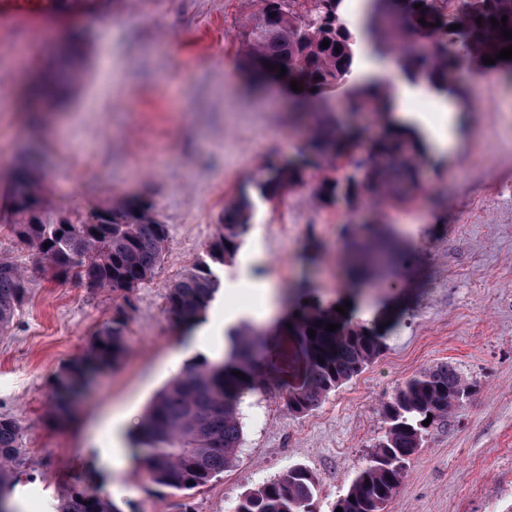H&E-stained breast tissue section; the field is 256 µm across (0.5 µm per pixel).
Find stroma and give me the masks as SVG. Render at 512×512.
Segmentation results:
<instances>
[{"label":"stroma","mask_w":512,"mask_h":512,"mask_svg":"<svg viewBox=\"0 0 512 512\" xmlns=\"http://www.w3.org/2000/svg\"><path fill=\"white\" fill-rule=\"evenodd\" d=\"M261 0H0V253L28 277V296L0 337V415L24 421L19 512H55L85 479L103 484L122 512H235L241 495L292 467L318 482L314 512H331L386 430L382 407L414 374L443 364L472 384L463 406L433 423L385 512H512V75L477 80L454 70L466 104L446 115L436 93L408 83L413 111L449 126L452 155L427 148L419 187L379 206L344 191L355 165L323 168L336 195L315 179L274 198L262 169L296 158L307 134L288 85L251 88L240 34ZM79 30L80 44L69 34ZM68 63L74 80L36 99L29 83L52 82ZM24 171L45 220L79 222L92 210L147 205L168 227L154 276L128 297L34 268L11 234L20 217L7 196ZM250 199L236 257L217 267L221 287L201 322L251 308V288L273 284L269 377L292 378L298 342L276 335L299 288L323 306L351 304L356 322L396 318L367 369L311 413L288 411L277 389L245 394L243 444L235 464L205 486L179 492L150 482L136 458L105 459L112 419L135 429L154 397L191 359L192 330L165 310L171 283L206 257L224 208ZM387 226L397 261L353 294L342 260L351 229ZM127 315L126 351L98 373L63 421L49 414L54 374L78 356L116 308Z\"/></svg>","instance_id":"1"}]
</instances>
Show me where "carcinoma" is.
<instances>
[{"mask_svg":"<svg viewBox=\"0 0 512 512\" xmlns=\"http://www.w3.org/2000/svg\"><path fill=\"white\" fill-rule=\"evenodd\" d=\"M262 7L243 32L245 68L257 79L285 77L303 88L297 108L307 116L311 133L297 161L271 167L259 180L265 196L306 183L310 160L333 164L351 156L359 136L331 118L329 99L342 91L354 109L370 107L384 119L390 112L388 92L350 82L354 46L362 40L378 57L395 56L402 71L417 84L448 88V73L460 66L477 76L512 68V59L486 65L512 46L490 18L508 16L512 32V0H363L358 33L341 19L343 0H261ZM421 8H415L416 4ZM482 23H477V18ZM425 19L421 24L418 19ZM452 24L460 28L451 30ZM328 40V47H321ZM425 159L418 133L385 125L382 135L363 148L354 161L362 170L351 179L347 193L368 190L390 201H401L417 186V168ZM13 210L25 220L10 225L12 234L32 251L40 268L92 287L128 293L149 280L165 251L167 226L145 207H108L93 210L78 224L45 222L37 215L39 199L22 172L12 176L9 195ZM250 221V203L242 199L224 209L217 232L208 245L209 261L187 271L168 288L166 312L178 323H199L220 287L211 264L232 260L242 245ZM394 252L381 230L352 241L350 273L355 277L372 265L390 261ZM25 271L0 255V334L13 324L28 288ZM327 324H338L334 332ZM123 309L102 324L83 353L54 375L51 409L62 414L82 387L88 373L116 364L125 352ZM314 330L309 337L308 330ZM283 336L294 337L304 354V367L293 383L279 388L288 410L306 415L326 397L369 366L382 352L384 336L360 325L332 307L301 305L280 325ZM230 348L224 360L196 359L157 396L139 425L136 444L149 449L145 474L155 484L177 491L203 486L237 460L243 441L238 403L246 391L269 384L254 350L264 345L250 328L227 331ZM324 362H319V359ZM247 376L242 379L232 371ZM471 385L444 364L407 379L383 405L385 434L375 445L346 493L336 501L342 512H385L405 474L409 458L422 446L426 419L445 420L469 397ZM25 427L15 417L0 416V512H16L12 494L23 465L21 439ZM315 477L293 467L272 481L245 492L236 512H314ZM56 512H121L112 496L99 486L73 489Z\"/></svg>","mask_w":512,"mask_h":512,"instance_id":"cac0c4a2","label":"carcinoma"}]
</instances>
